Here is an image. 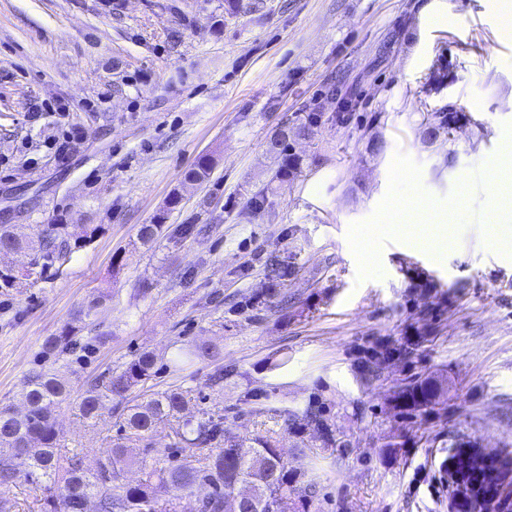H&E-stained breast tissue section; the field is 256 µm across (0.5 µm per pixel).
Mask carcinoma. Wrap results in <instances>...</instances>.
I'll return each mask as SVG.
<instances>
[{"instance_id": "cac0c4a2", "label": "carcinoma", "mask_w": 512, "mask_h": 512, "mask_svg": "<svg viewBox=\"0 0 512 512\" xmlns=\"http://www.w3.org/2000/svg\"><path fill=\"white\" fill-rule=\"evenodd\" d=\"M315 116L300 117L292 124L279 125L267 141L266 152L276 163L269 181L251 193L250 207L257 213L271 208L272 184L291 182L301 173L302 159L293 152L296 138L306 135ZM456 112H433L421 127V137L432 143L437 134L452 128ZM212 160L203 156L189 168L173 191L166 210L138 230L142 245L153 247L163 236L169 212L182 200V190L207 181ZM16 225L0 224V251L19 257L18 263L0 269V288H11L21 279H38L47 270L62 265L72 244L87 241L100 230L99 224H48L33 235L15 234ZM72 341L68 332L44 342L45 357L57 356ZM210 356V347L192 344L179 348L170 359L174 368L192 365ZM157 357L144 351L119 372H111L83 392L80 411L87 419H99L106 412L119 416V431L124 442L104 449L96 468L89 470L79 452H59L56 441V415L69 404L71 385L52 366L28 376L20 396L24 414L16 416L9 407L0 408V485L9 486L19 479L45 484L44 512H311L320 489L304 479L302 467L285 460L276 440L257 436L245 443L224 437V417L209 416L177 431L180 442L195 449L187 456L172 451L141 465L136 483L126 480V471L138 464L132 448L151 453L148 440L163 422L180 418L188 401L178 388L151 394L146 399L131 396L134 387L149 381ZM440 387L424 378H414L393 393L402 413L414 416L432 404ZM299 427L311 426L320 433L323 447H336V439L325 411L309 405L300 415L288 414ZM484 462L461 472L453 482L452 494L464 505L465 512H503L509 502L505 488L512 484V458L496 450L476 451ZM170 486L181 492L178 501H160L157 489ZM208 489L200 497L196 491Z\"/></svg>"}]
</instances>
